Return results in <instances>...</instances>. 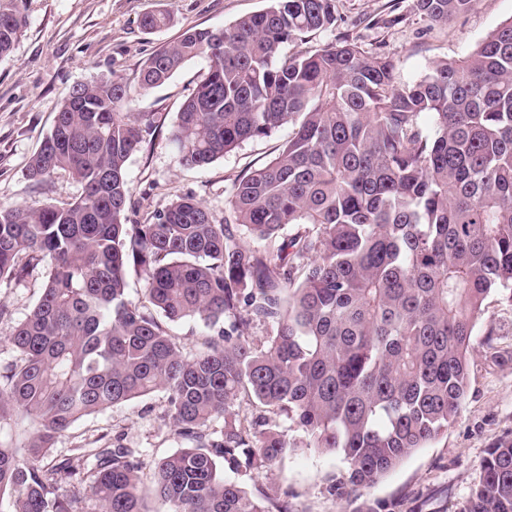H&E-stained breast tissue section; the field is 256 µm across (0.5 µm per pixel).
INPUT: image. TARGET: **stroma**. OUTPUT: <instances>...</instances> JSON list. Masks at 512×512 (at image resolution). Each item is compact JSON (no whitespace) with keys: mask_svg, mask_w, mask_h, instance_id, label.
<instances>
[{"mask_svg":"<svg viewBox=\"0 0 512 512\" xmlns=\"http://www.w3.org/2000/svg\"><path fill=\"white\" fill-rule=\"evenodd\" d=\"M267 5L268 0H23L24 33L12 52L0 58V205L36 209L80 196L81 185L68 174H55L40 186L27 178L26 167L73 86L116 78L126 84L131 109L146 130L140 149L126 163L132 188L129 222L151 221L183 195L202 200L216 217H223L234 183L274 158L291 126L246 141L207 166L182 165L170 133L208 64L191 60L150 90L141 89L140 72L156 50L186 31L228 26ZM150 11L170 13V23L153 32L143 30L140 18ZM510 18L512 0H476L469 12L444 25L424 18L414 0H336L334 26L309 34L306 42L315 49L354 40L365 51L392 57L401 79L408 80L423 75L433 61L465 56ZM40 293L37 273L0 282V306L8 311L0 319V365L19 361L9 337ZM471 344L469 387L456 422L374 485L357 491L359 500L385 502L394 512H460L488 450L512 441V300L507 295L494 293L485 300ZM165 409L166 394L158 390L86 416L55 441L45 463L53 465L82 448L109 446L118 438L140 450L144 469H151L182 446ZM343 472L335 454L301 448L259 480L286 491L294 512H350L346 500L328 492Z\"/></svg>","mask_w":512,"mask_h":512,"instance_id":"1","label":"stroma"}]
</instances>
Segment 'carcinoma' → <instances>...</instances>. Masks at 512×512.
Returning a JSON list of instances; mask_svg holds the SVG:
<instances>
[{
  "label": "carcinoma",
  "mask_w": 512,
  "mask_h": 512,
  "mask_svg": "<svg viewBox=\"0 0 512 512\" xmlns=\"http://www.w3.org/2000/svg\"><path fill=\"white\" fill-rule=\"evenodd\" d=\"M220 30L185 32L141 72L150 89L208 61L171 133L185 166L293 125L277 156L238 180L224 219L178 196L154 221L126 223V163L144 141L127 86L73 87L28 164L64 171L72 203L0 205V280L39 271L40 297L0 366V512H72L58 477L94 460L103 512H291L256 475L298 448L340 456V499L369 487L448 431L469 381L473 329L493 291L512 299V20L469 54L402 81L389 56L348 40L282 55L336 22V0H268ZM476 0H415L436 23ZM26 26L0 0V57ZM251 237L263 242L252 246ZM145 302L126 296L130 272ZM209 330L186 355L167 325ZM262 325L257 343L248 330ZM167 393L185 446L144 484L137 451H83L46 467L84 416ZM255 414L240 419L236 403ZM224 419L220 428L213 422ZM460 512H512V442L489 451Z\"/></svg>",
  "instance_id": "obj_1"
}]
</instances>
